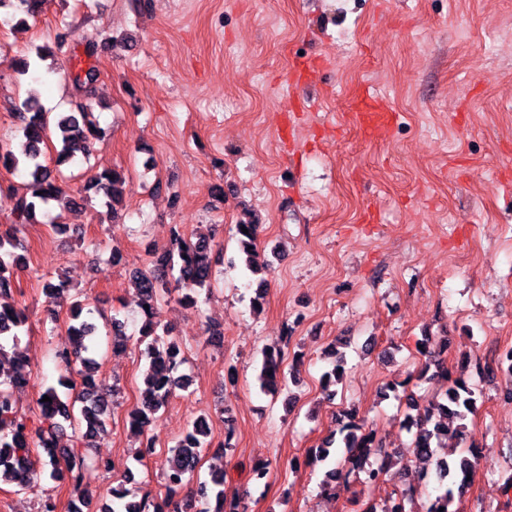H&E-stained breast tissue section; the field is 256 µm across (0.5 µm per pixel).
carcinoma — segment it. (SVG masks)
Instances as JSON below:
<instances>
[{
  "instance_id": "obj_1",
  "label": "carcinoma",
  "mask_w": 512,
  "mask_h": 512,
  "mask_svg": "<svg viewBox=\"0 0 512 512\" xmlns=\"http://www.w3.org/2000/svg\"><path fill=\"white\" fill-rule=\"evenodd\" d=\"M23 15L35 17L42 12L44 0H0V8L6 2ZM99 78L98 70L91 66L73 76V82L84 97L92 96ZM23 142L20 153L0 147V168L9 173L20 172L26 177L24 191L15 193L13 223L0 235V298L11 295L14 273L25 266L27 253L24 228L38 222L42 208L51 204H63L78 208L85 201L77 197L53 175L44 163L45 134L50 122L57 130L56 163L74 162L78 157L89 156L92 141L100 135V129L89 111L88 105L78 104L76 110L56 116L45 111L32 98L23 102L21 112ZM95 193H103L104 204L111 211L121 202L126 190L123 173L112 170L97 175L88 186ZM248 233H243L242 229ZM258 225H236L240 251L244 255L245 268L257 275L267 263L260 261L254 249ZM172 246L154 254L151 266L137 269L131 279L142 297L143 321L138 330L137 343L143 346L144 358L142 399L130 413V426L141 437L136 452L138 461L155 455L156 439L148 435V427L160 418L175 388H187L190 380L180 373L186 361L181 343L175 341L170 331L154 321V309L160 302L173 297L171 282H176L184 294L177 301L188 306L198 305L199 295L209 291L213 280V244L200 235L187 240L179 226L172 230ZM113 347H124L128 341L125 323L113 315L111 320ZM98 327L93 311L82 300L73 303L70 310L67 335L74 338L72 350L57 353L67 377L58 381L59 386L70 391L61 396L53 386L42 394L50 401L38 402L42 425H30L28 417L19 412L14 391L28 384V362L19 350L20 337L29 333L26 310L0 304V485L12 484L26 490L32 486L37 473L27 466L34 448L45 453L42 472L55 478L66 472L72 487L73 499L68 512H84L91 505L92 495L83 486V472L90 457L74 450L60 451L58 437L71 429L76 440L84 447H91L97 433L105 428L110 415L112 398L118 393L99 377L101 364L91 354L95 352ZM8 364V369L1 368ZM431 374L447 384L445 391L427 402L414 392L406 394L404 426L413 435L415 467L419 474L434 480L436 495L427 512H457L456 498L469 484L467 476L473 474L479 463L475 450L448 446V441L465 436L467 419L478 409L481 392L478 385L469 382L439 358L426 363L422 374ZM298 383L299 373L284 365V353L280 349L262 352V362L257 375L258 389L265 395L275 396L288 383ZM210 426L200 419L177 440L162 461L165 487L163 503L159 504L145 494L132 496L123 484L110 490L111 505L104 512H186L192 504H200L199 512H239L238 503L228 504L224 498V474L210 473L201 477V462L209 446L207 438ZM309 460L323 465L322 487L332 482L347 480L353 474L364 473L368 481L388 473L394 465V452L386 451L373 433L364 427V421L355 414L345 412L341 419L339 436L323 440L319 450ZM413 503L409 490L401 491V498L392 505L368 504L367 512H416L406 510L405 503Z\"/></svg>"
}]
</instances>
